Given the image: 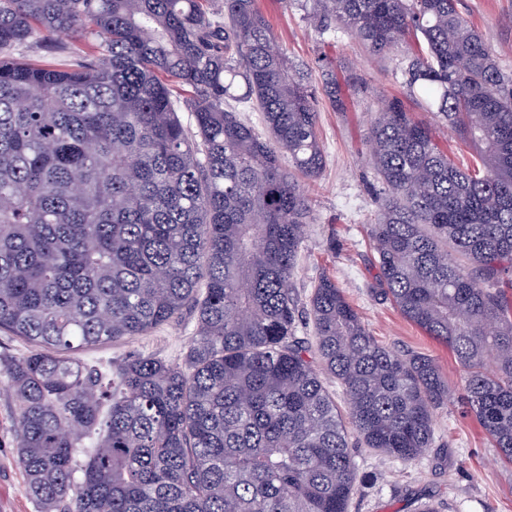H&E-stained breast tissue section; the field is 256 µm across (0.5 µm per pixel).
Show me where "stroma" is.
Listing matches in <instances>:
<instances>
[{"mask_svg": "<svg viewBox=\"0 0 512 512\" xmlns=\"http://www.w3.org/2000/svg\"><path fill=\"white\" fill-rule=\"evenodd\" d=\"M302 2L255 0L288 58L306 63L316 85L323 65H331L346 102L342 112L323 96L316 105L325 165L308 186L312 212L294 277L298 299L307 303L319 278L332 277L372 336L399 352L432 355L449 386L461 390L464 368L379 294L368 236L381 191L370 161L372 121L382 101L396 98L430 124L436 142L453 150L458 165L472 166L476 150L409 95L402 68L408 49L419 45L416 37H408L398 51L374 56L344 31L320 34L307 20ZM460 10L487 34L501 71L512 77V0H460ZM193 332L194 318L186 312L145 335L85 350L80 358L105 368L133 353L180 363ZM14 408L10 378L0 370V512H38L16 461ZM433 427L432 447L411 464L355 446L354 461L367 482L354 494L349 512H416L427 500L439 503L442 512H512V465L500 461L478 423L451 403L437 410Z\"/></svg>", "mask_w": 512, "mask_h": 512, "instance_id": "stroma-1", "label": "stroma"}]
</instances>
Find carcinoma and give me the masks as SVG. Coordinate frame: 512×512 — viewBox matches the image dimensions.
Masks as SVG:
<instances>
[{
    "label": "carcinoma",
    "instance_id": "obj_1",
    "mask_svg": "<svg viewBox=\"0 0 512 512\" xmlns=\"http://www.w3.org/2000/svg\"><path fill=\"white\" fill-rule=\"evenodd\" d=\"M306 2L374 55L421 35L406 86L478 151L461 168L398 102L375 113L378 286L454 353L462 391L379 343L330 277L308 315L347 413L308 359L293 282L317 90L253 0H0V329L37 347L0 368L40 512H349L350 438L415 461L451 400L512 464V80L458 0ZM60 33L88 42L74 64L14 57ZM321 90L344 109L329 69ZM187 309L181 365L77 358Z\"/></svg>",
    "mask_w": 512,
    "mask_h": 512
}]
</instances>
